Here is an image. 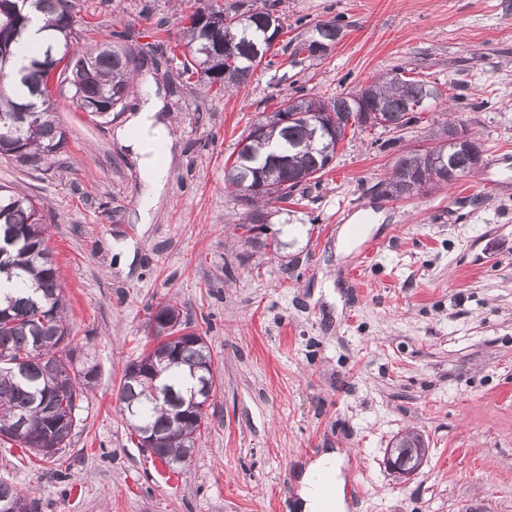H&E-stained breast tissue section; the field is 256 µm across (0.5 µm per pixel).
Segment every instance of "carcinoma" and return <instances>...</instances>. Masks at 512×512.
I'll return each instance as SVG.
<instances>
[{
    "label": "carcinoma",
    "mask_w": 512,
    "mask_h": 512,
    "mask_svg": "<svg viewBox=\"0 0 512 512\" xmlns=\"http://www.w3.org/2000/svg\"><path fill=\"white\" fill-rule=\"evenodd\" d=\"M46 17L57 32L56 42L31 54L21 67L0 68V155L32 167L52 165L67 139L52 112L53 89L42 78L46 62L60 68L59 83L71 87L73 103L101 122L127 98L133 75L142 63L128 42L130 32L116 36L124 45L69 50L62 31L74 28L67 0H0V47L15 58L22 35L34 15ZM288 29L274 6L237 2L228 11L198 9L185 27L183 73L192 65L203 70L209 85L222 91L250 81L259 63L254 48L270 50L276 35ZM341 26L334 20L314 26L316 37L332 42ZM87 61L95 74L76 81ZM17 88L12 99L7 85ZM436 100L438 89L429 81L406 77L395 69L366 90L348 92L334 100L337 122L315 130L297 117L284 122L281 110L259 120L264 137L249 142L225 170V185L253 207L288 200L299 184L320 178L335 156L349 125L393 131L408 125L420 110V93ZM31 112L21 116L20 109ZM481 155L476 138L471 145L448 153L456 179L469 176ZM424 166L423 155H408L404 170H392L390 195L401 197ZM0 274L15 280L14 294L0 295V440L52 457L71 445L78 426L77 410L98 378L97 365L86 360L75 366L71 329L66 321L65 295L52 253L46 244L43 207L26 194L0 186ZM180 312L169 303L157 304L148 325L157 344L125 369L119 388L121 412L134 433L152 439L149 452L173 472H181L195 450L201 428L208 425L207 401L215 388L213 359L205 338L179 328ZM17 501L25 512H38V501L0 480V512H11Z\"/></svg>",
    "instance_id": "1"
}]
</instances>
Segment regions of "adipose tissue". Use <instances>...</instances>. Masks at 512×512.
Segmentation results:
<instances>
[{"mask_svg":"<svg viewBox=\"0 0 512 512\" xmlns=\"http://www.w3.org/2000/svg\"><path fill=\"white\" fill-rule=\"evenodd\" d=\"M161 100L152 93H143L139 111L130 118L126 128L117 132L126 146L138 155L145 173L146 197L158 196L165 184L166 168L156 160V153L165 146L168 136L163 122L157 118ZM345 454L328 448L310 461L295 491L296 512H348L345 497Z\"/></svg>","mask_w":512,"mask_h":512,"instance_id":"ef3b65f1","label":"adipose tissue"}]
</instances>
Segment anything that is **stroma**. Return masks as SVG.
<instances>
[{"instance_id":"35a3bbf8","label":"stroma","mask_w":512,"mask_h":512,"mask_svg":"<svg viewBox=\"0 0 512 512\" xmlns=\"http://www.w3.org/2000/svg\"><path fill=\"white\" fill-rule=\"evenodd\" d=\"M232 2L70 0L94 25L80 48L135 31L137 76L163 102L168 177L140 223L141 163L115 136L137 92L98 124L63 90L67 142L53 168L0 157V186L44 207L76 350L99 369L63 456L2 441L0 480L40 512H294L303 462L337 448L350 512H512V0H276L288 32L233 93L178 79V60L156 68L189 14ZM333 18L343 37L325 56L297 52ZM395 68L434 82L437 101L396 133L346 130L319 182L265 206L252 228L224 169L260 115ZM450 109L482 146L477 173L386 196L395 155L430 146ZM161 302L206 338L217 379L208 428L174 483L118 399ZM408 430L429 454L403 482L385 450Z\"/></svg>"}]
</instances>
